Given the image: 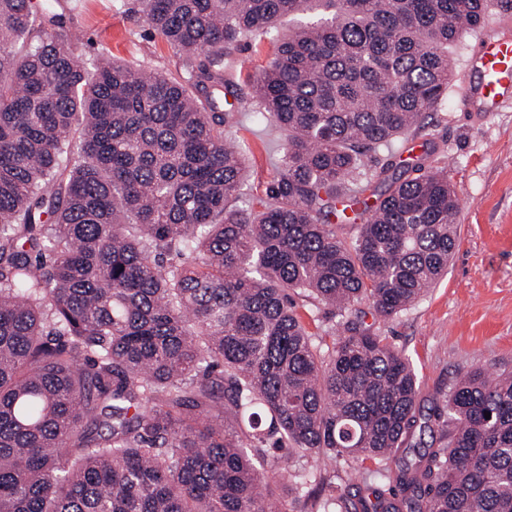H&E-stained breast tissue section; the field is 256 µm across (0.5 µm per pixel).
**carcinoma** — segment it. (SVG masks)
I'll return each mask as SVG.
<instances>
[{
	"label": "carcinoma",
	"instance_id": "carcinoma-1",
	"mask_svg": "<svg viewBox=\"0 0 512 512\" xmlns=\"http://www.w3.org/2000/svg\"><path fill=\"white\" fill-rule=\"evenodd\" d=\"M138 7L183 76L89 71L63 15L0 0V512H512V372L470 370L424 414L359 309L393 318L448 270L447 155L377 154L448 97L487 0ZM264 38L246 93L233 51ZM246 97L284 140L258 197L224 107ZM346 458L385 479L375 503L336 482ZM297 304L298 312L301 315L307 330L318 337V334H322L321 326L323 327L325 324V316H329L325 314L328 310L323 306L316 308L301 299H297Z\"/></svg>",
	"mask_w": 512,
	"mask_h": 512
}]
</instances>
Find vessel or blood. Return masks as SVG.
I'll use <instances>...</instances> for the list:
<instances>
[{
    "instance_id": "obj_1",
    "label": "vessel or blood",
    "mask_w": 512,
    "mask_h": 512,
    "mask_svg": "<svg viewBox=\"0 0 512 512\" xmlns=\"http://www.w3.org/2000/svg\"><path fill=\"white\" fill-rule=\"evenodd\" d=\"M461 97L476 102L482 112L512 105V37L489 27L479 33L462 72Z\"/></svg>"
}]
</instances>
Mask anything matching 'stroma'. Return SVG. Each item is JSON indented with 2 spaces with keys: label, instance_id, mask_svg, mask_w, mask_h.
I'll list each match as a JSON object with an SVG mask.
<instances>
[{
  "label": "stroma",
  "instance_id": "obj_1",
  "mask_svg": "<svg viewBox=\"0 0 512 512\" xmlns=\"http://www.w3.org/2000/svg\"><path fill=\"white\" fill-rule=\"evenodd\" d=\"M37 3L64 14L84 63L104 53L170 77L183 73L182 57L149 33L133 11L134 0ZM269 126L246 103L231 130L246 147L245 184L253 196L263 195L281 155V141ZM426 140L448 155V179L460 201L458 248L447 274L406 311L391 319L365 318L412 360L424 409L436 389L472 368L512 371V107L471 112L460 103L457 87H450L443 108L419 137L395 143L379 160H409Z\"/></svg>",
  "mask_w": 512,
  "mask_h": 512
}]
</instances>
